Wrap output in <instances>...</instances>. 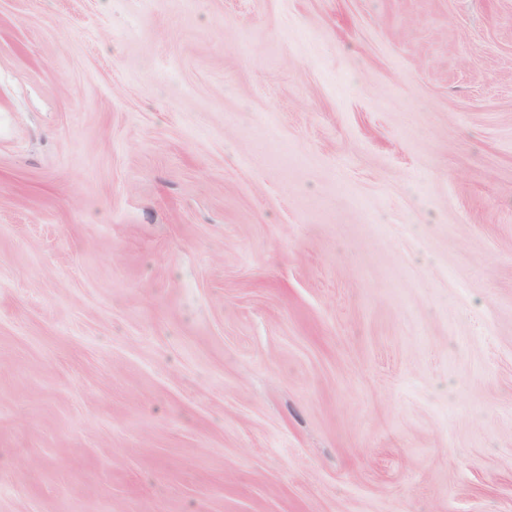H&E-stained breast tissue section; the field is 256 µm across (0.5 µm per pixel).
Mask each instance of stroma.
I'll return each instance as SVG.
<instances>
[{
	"mask_svg": "<svg viewBox=\"0 0 512 512\" xmlns=\"http://www.w3.org/2000/svg\"><path fill=\"white\" fill-rule=\"evenodd\" d=\"M0 512H512V0H0Z\"/></svg>",
	"mask_w": 512,
	"mask_h": 512,
	"instance_id": "obj_1",
	"label": "stroma"
}]
</instances>
